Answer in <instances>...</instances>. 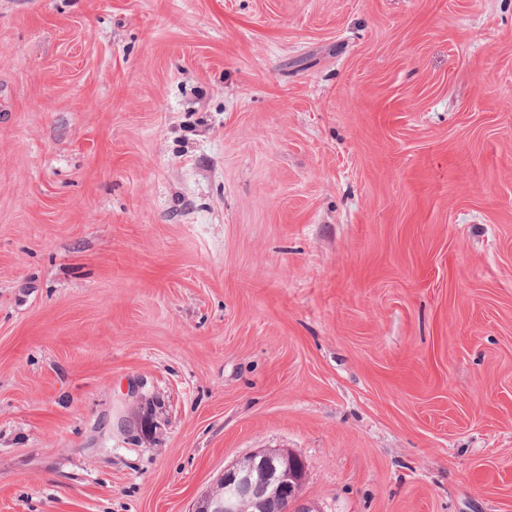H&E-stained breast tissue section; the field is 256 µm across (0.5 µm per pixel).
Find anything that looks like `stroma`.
<instances>
[{
    "label": "stroma",
    "mask_w": 512,
    "mask_h": 512,
    "mask_svg": "<svg viewBox=\"0 0 512 512\" xmlns=\"http://www.w3.org/2000/svg\"><path fill=\"white\" fill-rule=\"evenodd\" d=\"M258 450L512 512V0H0V512Z\"/></svg>",
    "instance_id": "obj_1"
}]
</instances>
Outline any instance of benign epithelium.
I'll use <instances>...</instances> for the list:
<instances>
[{
	"mask_svg": "<svg viewBox=\"0 0 512 512\" xmlns=\"http://www.w3.org/2000/svg\"><path fill=\"white\" fill-rule=\"evenodd\" d=\"M256 472L260 484L253 481ZM305 474L295 456L257 452L225 468L196 512H289Z\"/></svg>",
	"mask_w": 512,
	"mask_h": 512,
	"instance_id": "7a95c632",
	"label": "benign epithelium"
}]
</instances>
